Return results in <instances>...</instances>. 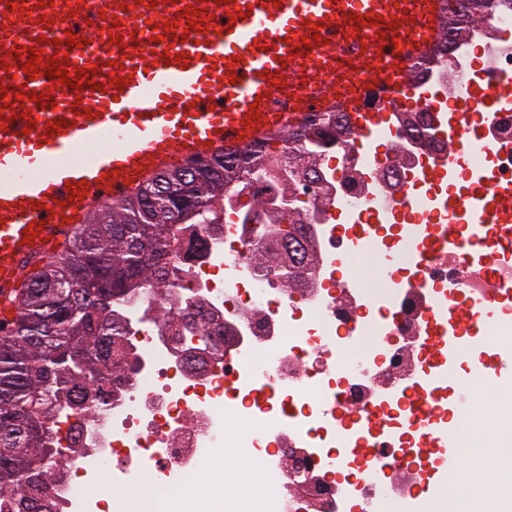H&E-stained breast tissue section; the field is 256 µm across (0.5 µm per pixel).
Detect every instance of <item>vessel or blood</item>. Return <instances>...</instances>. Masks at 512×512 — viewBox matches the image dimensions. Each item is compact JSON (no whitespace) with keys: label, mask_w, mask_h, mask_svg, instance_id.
Masks as SVG:
<instances>
[{"label":"vessel or blood","mask_w":512,"mask_h":512,"mask_svg":"<svg viewBox=\"0 0 512 512\" xmlns=\"http://www.w3.org/2000/svg\"><path fill=\"white\" fill-rule=\"evenodd\" d=\"M191 4L208 29L188 31ZM443 8L444 0H18L13 7L0 0V327L15 322L28 273L61 252L87 214L174 168L308 124L335 107L339 62L352 64L396 110L438 112L437 101H420L406 67L429 57ZM165 26L172 40H156ZM71 37L83 47L68 45ZM35 46L57 65L83 69L94 89L43 74L29 79L15 54ZM115 78L123 87L112 86ZM18 94L28 118L5 104ZM40 94L52 105L39 108ZM349 108L359 128L387 119L357 99ZM60 119L64 127L51 130ZM78 145L91 156L74 157ZM79 187L85 197L73 198ZM492 219L487 212L481 223L449 226L445 251L486 261ZM452 292L464 306L449 309L448 337L430 342L441 355L464 343L467 325L486 310L464 284Z\"/></svg>","instance_id":"vessel-or-blood-1"}]
</instances>
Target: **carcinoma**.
<instances>
[{
	"label": "carcinoma",
	"instance_id": "cac0c4a2",
	"mask_svg": "<svg viewBox=\"0 0 512 512\" xmlns=\"http://www.w3.org/2000/svg\"><path fill=\"white\" fill-rule=\"evenodd\" d=\"M447 0L441 35L459 33L476 13L492 7L490 0H470L465 12ZM344 128L334 112L281 137L283 145L266 143L247 148L213 164L179 169L117 204L97 211L82 224L71 246L24 284L20 313L10 332L0 336V493L17 496L13 512H54L50 483L42 480L54 464L46 447L51 416L75 407L86 418L99 407L105 387L135 367L110 361L119 353L126 332L112 317V307L128 302L140 290L174 267L172 243L182 225L202 223L201 212L212 210L224 196L256 181L280 179L282 157H288V179L299 184L316 175L322 156L341 144ZM305 217L294 206L274 228L275 237L300 243ZM265 268L303 267L307 251L273 246L265 233L254 241Z\"/></svg>",
	"mask_w": 512,
	"mask_h": 512
}]
</instances>
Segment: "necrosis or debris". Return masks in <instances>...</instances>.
I'll return each mask as SVG.
<instances>
[{
    "mask_svg": "<svg viewBox=\"0 0 512 512\" xmlns=\"http://www.w3.org/2000/svg\"><path fill=\"white\" fill-rule=\"evenodd\" d=\"M512 6L478 15L435 62L408 70L420 99H441L447 133L434 140L391 122L349 137L324 157L318 199L301 240L316 255L301 280L258 271L249 256L253 229L267 223L282 198L306 201L287 180L251 185L224 202L217 224L197 225L176 244L177 270L153 294L118 315L124 343L138 359L131 380H119L93 417L62 441L50 472L57 512H77L79 474L98 466L97 501L114 512H150L158 493L193 487L203 464L224 447L228 419L242 425L241 447L265 462L262 490L250 512H421L422 493L441 487L461 430L512 458V393L485 381L491 401L483 433L467 398L443 386L434 420L451 424L450 444L437 458L423 453L409 403L436 364L427 341L446 335L439 316L452 301L449 285L466 280L473 300L512 285V263L470 269L465 251L441 253L449 225L465 221L469 199L483 197L499 227L493 252H512ZM481 100L472 109L473 100ZM468 123L483 166L450 145V130ZM387 143L385 156L374 149ZM450 161H443V154ZM394 224L369 249L385 258L379 287L344 293L337 263L361 245L355 227ZM209 322L218 350L195 340ZM317 401H306L307 390ZM136 487L125 507L113 487Z\"/></svg>",
    "mask_w": 512,
    "mask_h": 512,
    "instance_id": "1",
    "label": "necrosis or debris"
}]
</instances>
